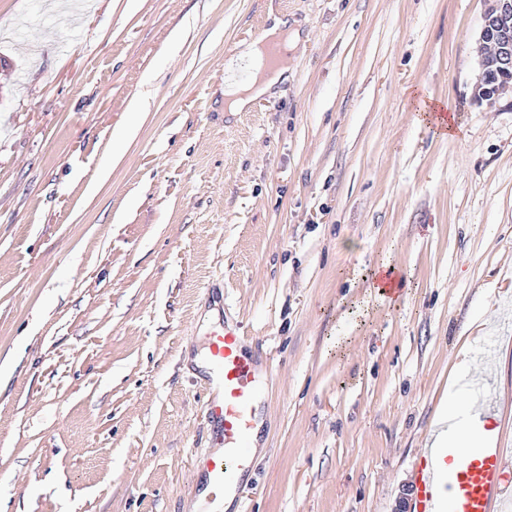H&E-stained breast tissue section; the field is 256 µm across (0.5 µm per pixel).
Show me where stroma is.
<instances>
[{"label":"stroma","mask_w":512,"mask_h":512,"mask_svg":"<svg viewBox=\"0 0 512 512\" xmlns=\"http://www.w3.org/2000/svg\"><path fill=\"white\" fill-rule=\"evenodd\" d=\"M73 2L0 0V512H193L210 431L186 358L214 310L271 367L232 512H394L464 366L512 475L487 0ZM277 18L282 76L227 111L228 62ZM383 263L393 302L365 283ZM419 119L421 122H430L434 124L436 128H438L442 133L448 134L451 136L455 132V127L453 125V118L447 117L443 112V108L430 105L423 104L419 109Z\"/></svg>","instance_id":"1"}]
</instances>
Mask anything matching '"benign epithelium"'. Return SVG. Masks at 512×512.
<instances>
[{
    "mask_svg": "<svg viewBox=\"0 0 512 512\" xmlns=\"http://www.w3.org/2000/svg\"><path fill=\"white\" fill-rule=\"evenodd\" d=\"M494 37L498 44L497 54L481 59L480 67L489 76L490 86L475 92L476 97L499 96L512 89V0H490L480 31V40Z\"/></svg>",
    "mask_w": 512,
    "mask_h": 512,
    "instance_id": "1",
    "label": "benign epithelium"
}]
</instances>
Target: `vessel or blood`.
Instances as JSON below:
<instances>
[{
    "label": "vessel or blood",
    "instance_id": "b4317fda",
    "mask_svg": "<svg viewBox=\"0 0 512 512\" xmlns=\"http://www.w3.org/2000/svg\"><path fill=\"white\" fill-rule=\"evenodd\" d=\"M210 391L207 414L214 452L198 462L212 491L206 512H224L226 493L238 491L239 470L248 455L250 432L259 398V370L233 328L210 335L207 344ZM498 447L478 448L460 457L454 469L439 460L421 458L416 469L412 512H494L507 484Z\"/></svg>",
    "mask_w": 512,
    "mask_h": 512
}]
</instances>
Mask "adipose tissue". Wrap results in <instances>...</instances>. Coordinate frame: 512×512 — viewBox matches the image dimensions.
<instances>
[{
	"label": "adipose tissue",
	"mask_w": 512,
	"mask_h": 512,
	"mask_svg": "<svg viewBox=\"0 0 512 512\" xmlns=\"http://www.w3.org/2000/svg\"><path fill=\"white\" fill-rule=\"evenodd\" d=\"M227 69L229 77L224 84V103L231 111L241 109L253 96L264 92L275 83L284 72L280 66L264 68L262 53L256 46L230 60ZM457 414L461 418V424L453 430L448 427L447 415H440L438 426L425 445L427 452L451 448L456 454L462 455L482 444L495 442L497 430L488 429L485 419L472 412L466 402L458 403Z\"/></svg>",
	"instance_id": "adipose-tissue-1"
}]
</instances>
